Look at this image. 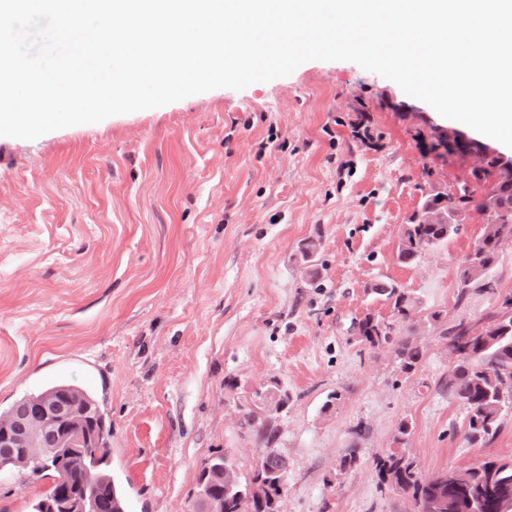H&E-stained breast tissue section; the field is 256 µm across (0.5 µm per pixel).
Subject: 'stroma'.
<instances>
[{
    "instance_id": "35a3bbf8",
    "label": "stroma",
    "mask_w": 512,
    "mask_h": 512,
    "mask_svg": "<svg viewBox=\"0 0 512 512\" xmlns=\"http://www.w3.org/2000/svg\"><path fill=\"white\" fill-rule=\"evenodd\" d=\"M359 110L378 148L352 136ZM453 125L356 63L313 60L239 91L0 136V410L56 380L90 388L127 512H191L201 465L220 453L251 473L262 446L240 423L274 381L292 397L277 444L285 512H409L407 496L379 489L375 462L394 450L423 478L512 461L511 412L493 441L469 444L441 335L512 293V243L493 294L458 288L481 225L396 259L424 196L459 172L413 133ZM378 282L418 301L414 372L357 337L365 314L391 316L369 291ZM49 485L0 476V512H30Z\"/></svg>"
}]
</instances>
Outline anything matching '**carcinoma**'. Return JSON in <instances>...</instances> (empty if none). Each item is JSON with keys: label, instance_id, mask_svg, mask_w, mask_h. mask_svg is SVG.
Instances as JSON below:
<instances>
[{"label": "carcinoma", "instance_id": "1", "mask_svg": "<svg viewBox=\"0 0 512 512\" xmlns=\"http://www.w3.org/2000/svg\"><path fill=\"white\" fill-rule=\"evenodd\" d=\"M429 138L431 152L442 148L459 156L464 150L453 131L433 129ZM474 177L487 188V196L475 199L474 208L491 206L501 223L489 225L473 250L474 258L462 262L459 281L463 295L470 288L494 289L488 272L499 255L502 237H512V167L491 158L474 172ZM459 203L460 198L438 191L426 196L421 207L446 214ZM455 233L457 228L452 224H422L413 215L404 225L397 259L403 264L412 263L423 251L447 242ZM372 291L384 297L393 316L385 324L372 314L364 315L358 323L359 337L371 348H391L401 369L408 373L421 358V349L413 338L418 301L409 291L393 284L377 283ZM475 328L476 324L461 321L444 329L442 335L453 342L467 338L448 374V393L466 406L468 441L482 444L495 436L503 413L512 410V313L494 316L482 335L475 334ZM266 392L269 401L288 408L290 396L280 383L271 382ZM44 395L73 413L88 439L89 451L66 466L70 495L91 496L93 512H125L123 498L104 469L110 452L111 421L91 393L69 383H54L20 398L7 412H0V471L20 477L45 475V470L36 464L24 463L27 449L20 444L24 425L33 415V401ZM244 422L263 447H275L280 431L272 417L250 412ZM63 436L62 428L50 426L42 435L41 447L59 448ZM232 469L224 455H216L202 464L198 481L224 495V512H274L273 499L280 495L286 481L284 458L272 453L262 459L251 476L244 475L236 481L231 480ZM375 469L380 485L411 496L420 512H433L432 505L448 499L458 503L457 512H498L501 496L512 493V461L486 460L463 468L452 483L442 481L439 473L427 479L419 477L413 462L398 452L377 459ZM259 478L269 482V493L261 500L243 502L248 482Z\"/></svg>", "mask_w": 512, "mask_h": 512}]
</instances>
